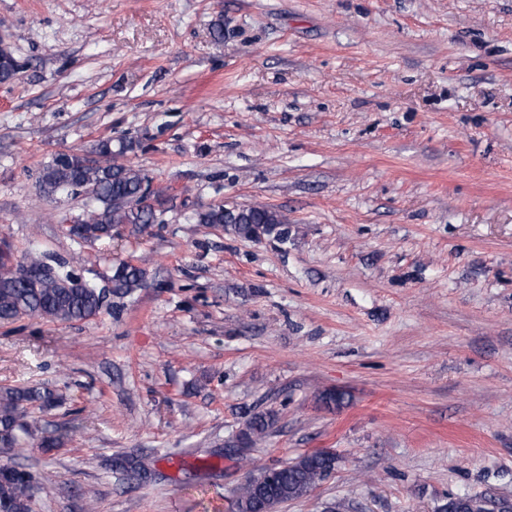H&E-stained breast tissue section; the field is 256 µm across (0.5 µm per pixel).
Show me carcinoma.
<instances>
[{
	"label": "carcinoma",
	"instance_id": "1",
	"mask_svg": "<svg viewBox=\"0 0 512 512\" xmlns=\"http://www.w3.org/2000/svg\"><path fill=\"white\" fill-rule=\"evenodd\" d=\"M131 139L103 141L93 150L97 160L86 165L70 153L55 156L38 177L39 188L51 199L58 196L87 198L85 217L69 228L73 237H83V226L95 227L99 237L112 238L116 226L132 224L146 228L157 222L154 204L162 201L165 190L155 188L145 197L144 188L150 178L141 169L122 158L133 152ZM199 224H214L234 236L252 242L272 238L288 243L291 230L287 219L266 206L244 205L226 209L211 205L196 213ZM73 269L69 262H57L45 253L28 252L15 261L9 249L0 250V322L37 316L50 322H72L97 316L103 309L98 283L88 282L81 288L71 285ZM112 296L124 298L147 284L145 268L122 261L108 276ZM63 396L37 388L0 389V448L8 450L21 445L33 435L32 425L25 420L28 407L42 409L60 405ZM273 411L255 412L245 417L243 428L229 442L231 448H253L269 434L276 423ZM336 459L323 451L306 454L294 462L277 468L272 481L260 485L247 478L236 493L234 512H276L282 505L309 494L334 470ZM116 467L134 479L149 473V464L140 459H124ZM33 477L15 467L0 470V512H28L33 496ZM440 512H512V501L479 495L450 496Z\"/></svg>",
	"mask_w": 512,
	"mask_h": 512
}]
</instances>
